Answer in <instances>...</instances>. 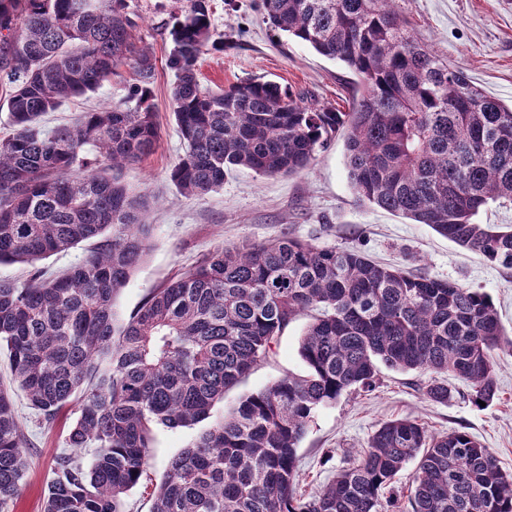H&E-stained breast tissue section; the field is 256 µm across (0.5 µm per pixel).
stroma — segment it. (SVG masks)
Listing matches in <instances>:
<instances>
[{
    "mask_svg": "<svg viewBox=\"0 0 512 512\" xmlns=\"http://www.w3.org/2000/svg\"><path fill=\"white\" fill-rule=\"evenodd\" d=\"M139 33L156 57L153 85L158 146L122 180L152 196L150 250L116 298L120 321L129 320L152 289L188 272L204 255L222 246L257 244L290 233L321 248H356L372 260L414 273H425L488 294L506 334H512V270L487 262L429 226L357 200L345 167V138L335 137L310 166L290 176L265 177L236 169L218 191L202 198L182 195L168 177L183 153V142L170 111L175 80L166 66L172 48L169 31L178 12L175 0H127ZM218 47L207 50L197 69L203 86L220 87L264 78L314 92L321 102L348 111L354 75L342 63L318 54L305 43L274 30L253 0H210ZM395 10L420 42L472 84L504 104L512 103V0H395ZM133 78L121 67L96 93L76 97L43 118L45 127L70 124L92 109L122 100ZM309 322L301 315L278 337L272 352L215 408L223 415L241 396L261 390L280 377L300 374L305 366L299 342ZM498 396L489 406L473 405L466 383L449 379L448 402L427 399L424 375L381 368L373 391L353 390L318 409L302 439L299 495H314L365 446L381 423L412 418L430 433H469L512 472V353L495 351ZM15 407L31 441L25 485L13 512H42L43 494L55 458L65 451V432L73 419L65 410L55 424L41 423L23 393ZM189 428H154L152 465L127 496L129 512H149L150 494L169 459L194 437Z\"/></svg>",
    "mask_w": 512,
    "mask_h": 512,
    "instance_id": "obj_1",
    "label": "stroma"
}]
</instances>
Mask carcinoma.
<instances>
[{"label": "carcinoma", "mask_w": 512, "mask_h": 512, "mask_svg": "<svg viewBox=\"0 0 512 512\" xmlns=\"http://www.w3.org/2000/svg\"><path fill=\"white\" fill-rule=\"evenodd\" d=\"M394 0H259L274 29L357 77L348 112L274 81L202 86L210 0H186L170 30L171 112L185 151L169 177L185 195L220 188L239 167L273 177L305 169L345 127L358 199L512 268V225L480 224L512 201V105L485 94L422 45ZM127 0H0V264L95 246L60 275L0 280V512L27 470L14 391L54 423L68 407L71 451L56 457L43 512H126L150 466L153 428L200 433L168 462L150 512H382L381 497L418 459L411 512H512V474L465 431L433 435L409 418L383 422L359 457L315 496L297 494V448L313 414L375 386L379 366L430 374L427 399L448 401L451 375L473 404L498 387L493 352H512L491 298L381 265L357 249L288 234L224 248L151 290L118 323L114 302L147 255L148 198L118 172L158 143L156 59ZM128 64L124 101L45 130L40 118L92 93ZM304 376L288 374L214 417L224 393L269 355L298 315ZM94 449L89 463L81 453Z\"/></svg>", "instance_id": "carcinoma-1"}]
</instances>
